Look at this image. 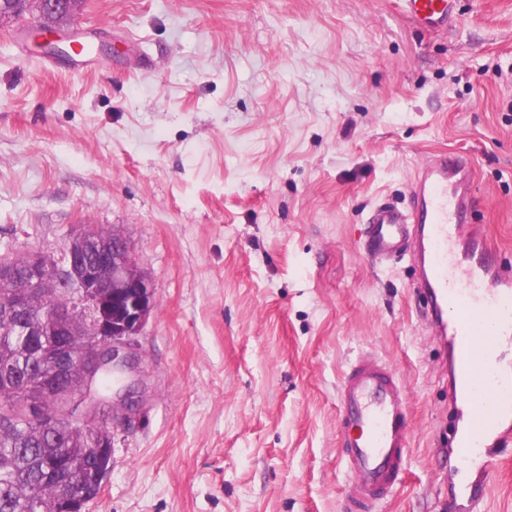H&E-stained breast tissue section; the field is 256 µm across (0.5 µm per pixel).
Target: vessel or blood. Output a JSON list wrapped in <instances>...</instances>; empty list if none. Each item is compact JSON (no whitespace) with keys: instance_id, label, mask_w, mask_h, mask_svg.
I'll return each instance as SVG.
<instances>
[{"instance_id":"obj_1","label":"vessel or blood","mask_w":512,"mask_h":512,"mask_svg":"<svg viewBox=\"0 0 512 512\" xmlns=\"http://www.w3.org/2000/svg\"><path fill=\"white\" fill-rule=\"evenodd\" d=\"M420 29L440 31L457 21L456 0H399ZM471 171L456 155L440 153L422 166L412 187V206L377 205L365 227V246L376 258L411 256L417 293L435 341L447 354L448 400L466 417L463 435L450 439L449 454L472 449L489 456L512 437V371L491 364L512 331V266L497 265L478 234H465L471 204ZM482 346H473V330ZM344 421L351 428L344 467L358 498L377 505L403 479L408 448L406 402L394 372L382 361L359 357L338 388Z\"/></svg>"}]
</instances>
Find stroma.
<instances>
[{
  "mask_svg": "<svg viewBox=\"0 0 512 512\" xmlns=\"http://www.w3.org/2000/svg\"><path fill=\"white\" fill-rule=\"evenodd\" d=\"M459 10L427 33L396 0H85L79 42L112 53L49 72L37 17L0 28V253L56 257L102 225L155 292L145 402L84 512H360L337 390L365 353L410 434L377 512H512V444L485 470L446 449L459 416L414 266L359 243L453 150L512 264V0Z\"/></svg>",
  "mask_w": 512,
  "mask_h": 512,
  "instance_id": "stroma-1",
  "label": "stroma"
}]
</instances>
